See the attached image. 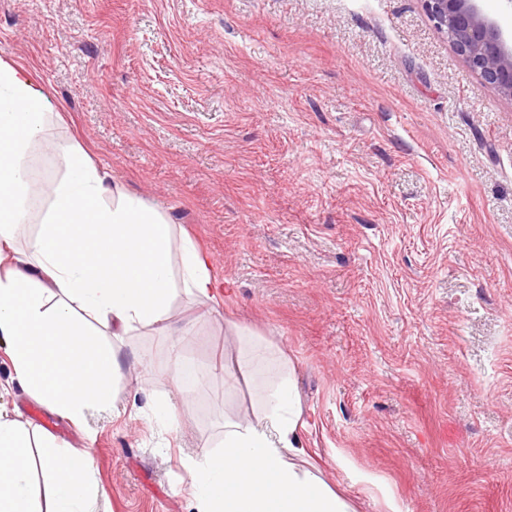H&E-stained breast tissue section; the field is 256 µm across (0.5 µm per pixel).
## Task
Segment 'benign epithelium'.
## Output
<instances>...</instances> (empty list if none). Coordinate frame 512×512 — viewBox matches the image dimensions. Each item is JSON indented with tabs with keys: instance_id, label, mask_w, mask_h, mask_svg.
<instances>
[{
	"instance_id": "1",
	"label": "benign epithelium",
	"mask_w": 512,
	"mask_h": 512,
	"mask_svg": "<svg viewBox=\"0 0 512 512\" xmlns=\"http://www.w3.org/2000/svg\"><path fill=\"white\" fill-rule=\"evenodd\" d=\"M481 0H423L456 52L500 94L512 99V36L484 11Z\"/></svg>"
}]
</instances>
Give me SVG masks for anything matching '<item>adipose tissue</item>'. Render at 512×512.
<instances>
[{"label": "adipose tissue", "mask_w": 512, "mask_h": 512, "mask_svg": "<svg viewBox=\"0 0 512 512\" xmlns=\"http://www.w3.org/2000/svg\"><path fill=\"white\" fill-rule=\"evenodd\" d=\"M46 111L29 68L0 58V342L24 391L81 421L117 409L121 363L104 332L172 331L176 293L210 307L223 290L209 256L175 238L157 209L107 185L81 147H63L66 173L48 206L34 208L23 160ZM33 212L34 240L17 249ZM260 402L253 418L225 421L219 449L186 461L195 512H354L307 466L291 379ZM104 496L87 453L0 411V512H98Z\"/></svg>", "instance_id": "ef3b65f1"}]
</instances>
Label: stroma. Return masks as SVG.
Returning a JSON list of instances; mask_svg holds the SVG:
<instances>
[{
  "label": "stroma",
  "mask_w": 512,
  "mask_h": 512,
  "mask_svg": "<svg viewBox=\"0 0 512 512\" xmlns=\"http://www.w3.org/2000/svg\"><path fill=\"white\" fill-rule=\"evenodd\" d=\"M0 57L55 114V176L81 146L233 289L172 303L205 386L178 391L172 337L144 328L107 339L118 413L59 417L102 512H191L184 461L286 369L300 441L356 512H512V100L422 0H0ZM12 378L0 343V407L40 428Z\"/></svg>",
  "instance_id": "obj_1"
}]
</instances>
